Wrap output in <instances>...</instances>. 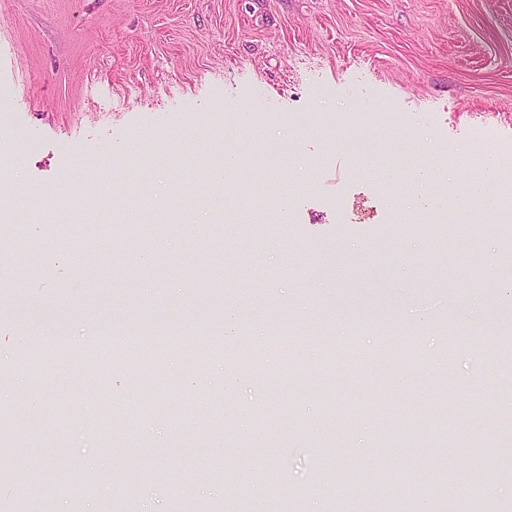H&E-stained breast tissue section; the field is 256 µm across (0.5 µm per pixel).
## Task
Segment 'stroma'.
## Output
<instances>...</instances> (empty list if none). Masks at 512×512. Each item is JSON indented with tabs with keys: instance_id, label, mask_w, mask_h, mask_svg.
<instances>
[{
	"instance_id": "obj_1",
	"label": "stroma",
	"mask_w": 512,
	"mask_h": 512,
	"mask_svg": "<svg viewBox=\"0 0 512 512\" xmlns=\"http://www.w3.org/2000/svg\"><path fill=\"white\" fill-rule=\"evenodd\" d=\"M1 93L0 512L29 497L37 512H378V482L398 512H464L483 487L512 512L496 471L512 466V218L464 206L459 164L493 159L512 204V0H0ZM383 101L401 116L390 135L333 138ZM220 113L256 133L231 196L210 179ZM107 173L152 192L75 253L94 219L72 200ZM398 216L433 236L389 238ZM16 224L36 269L15 262ZM228 307L252 336L289 321L297 375L342 383L288 396L269 349L226 384L223 356L198 347ZM173 316L158 372L113 343ZM343 316L363 355L336 343ZM399 329L416 351L397 387L363 356ZM420 420L438 428L418 441ZM48 472L69 480L45 489ZM248 472L264 492H238Z\"/></svg>"
}]
</instances>
